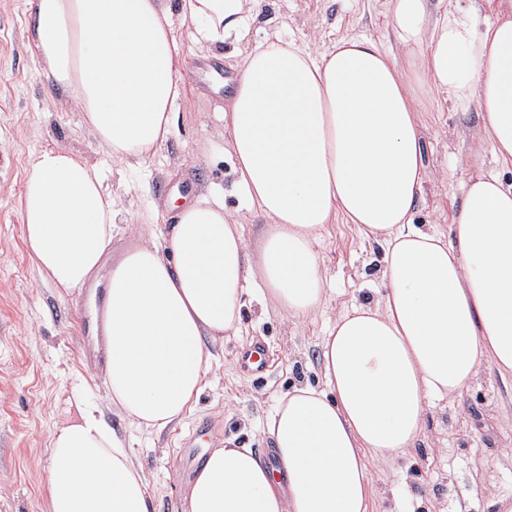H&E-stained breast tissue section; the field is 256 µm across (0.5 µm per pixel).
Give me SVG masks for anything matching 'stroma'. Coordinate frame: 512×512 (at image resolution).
Instances as JSON below:
<instances>
[{"label":"stroma","instance_id":"stroma-1","mask_svg":"<svg viewBox=\"0 0 512 512\" xmlns=\"http://www.w3.org/2000/svg\"><path fill=\"white\" fill-rule=\"evenodd\" d=\"M184 40L186 68L174 106L171 136L149 153L138 186L121 196V224H138L157 208L154 234L176 223V199L188 190L222 194L251 250H258L263 218L249 209L234 186L224 110L197 88L192 66L202 57L187 43L188 21L180 0H163ZM387 0H260L259 15L241 41L212 48L226 69L274 37L295 40L317 52L347 35L379 40L395 58L403 52L389 27ZM32 0H0V512H47L44 491L47 439L62 421L76 387L104 398L103 377L84 356L81 327L86 291L60 295L31 266L22 237L18 199L31 154L65 146L97 164L107 184L124 175L121 162L101 152L81 125V114L35 65L26 22ZM477 112L451 106L422 115L426 179L413 221L447 232L461 204L469 171L465 155L476 147ZM319 251L324 258L323 304L316 314L284 313L250 285L237 332L213 350L195 409L160 432L129 430L110 409L113 427L128 431L134 455L149 481L155 512H188L187 485L194 474L189 450L206 451L224 440L260 453L270 447L268 420L277 401L293 388L324 384L323 342L339 316L375 305L384 289L383 250L363 240L354 225H327ZM274 354L260 377L243 371L237 358L255 340ZM374 495L370 512H495L494 500L512 497V379L484 366L459 399L431 406L424 433L406 455L369 465Z\"/></svg>","mask_w":512,"mask_h":512}]
</instances>
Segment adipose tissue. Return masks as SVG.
Segmentation results:
<instances>
[{
	"mask_svg": "<svg viewBox=\"0 0 512 512\" xmlns=\"http://www.w3.org/2000/svg\"><path fill=\"white\" fill-rule=\"evenodd\" d=\"M250 0H181L189 38L240 37ZM494 20H486L485 12ZM396 61L347 36L315 55L274 39L242 60L224 127L235 184L265 219L250 251L223 200L197 194L162 236L112 255L120 212L101 169L64 146L32 154L18 208L28 257L65 293L110 267L107 398L131 425L163 430L192 410L208 343L236 330L253 277L294 316L324 296L318 250L343 220L383 246L376 306L341 315L323 344L325 389L283 395L270 418L284 478L249 448L215 445L188 483L189 512H369V461L405 454L433 401L459 398L493 363L512 375V183L469 175L448 235L412 213L425 178L415 84L476 109L512 171V0L462 10L388 0ZM34 60L72 99L98 147L138 171L169 136L184 66L161 0H34ZM48 435L47 512H153L129 438L103 407Z\"/></svg>",
	"mask_w": 512,
	"mask_h": 512,
	"instance_id": "1",
	"label": "adipose tissue"
}]
</instances>
